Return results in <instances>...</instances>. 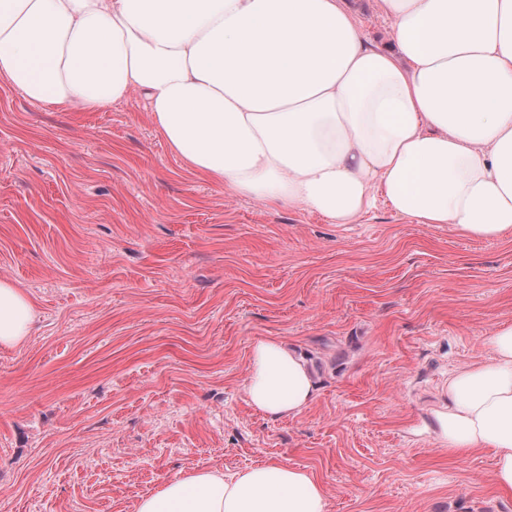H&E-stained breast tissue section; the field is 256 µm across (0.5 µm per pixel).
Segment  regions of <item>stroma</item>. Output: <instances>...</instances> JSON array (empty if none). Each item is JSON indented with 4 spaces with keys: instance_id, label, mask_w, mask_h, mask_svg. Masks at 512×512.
<instances>
[{
    "instance_id": "obj_1",
    "label": "stroma",
    "mask_w": 512,
    "mask_h": 512,
    "mask_svg": "<svg viewBox=\"0 0 512 512\" xmlns=\"http://www.w3.org/2000/svg\"><path fill=\"white\" fill-rule=\"evenodd\" d=\"M37 313L0 348V512H134L199 467L312 472L328 512H512L432 412L512 323V234L377 204L354 224L188 169L139 94L85 111L0 77V280ZM306 353L300 415L248 402L252 341Z\"/></svg>"
}]
</instances>
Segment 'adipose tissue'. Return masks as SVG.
Here are the masks:
<instances>
[{
	"instance_id": "ef3b65f1",
	"label": "adipose tissue",
	"mask_w": 512,
	"mask_h": 512,
	"mask_svg": "<svg viewBox=\"0 0 512 512\" xmlns=\"http://www.w3.org/2000/svg\"><path fill=\"white\" fill-rule=\"evenodd\" d=\"M390 44L345 0H0V76L30 101L101 109L139 93L188 168L270 205L355 223L377 203L478 239L512 233V0H376ZM31 299L0 280V348L30 336ZM448 374L435 426L487 454L512 498V323ZM261 413L314 401L309 361L254 340ZM135 512H328L305 469L262 463L163 482Z\"/></svg>"
}]
</instances>
